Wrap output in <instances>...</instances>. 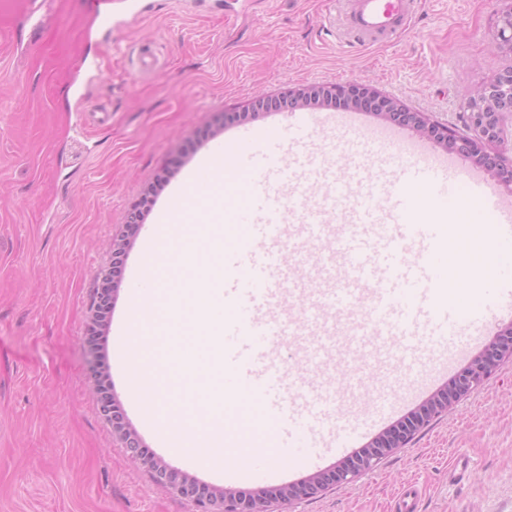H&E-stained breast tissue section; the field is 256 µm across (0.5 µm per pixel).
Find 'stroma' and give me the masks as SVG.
Listing matches in <instances>:
<instances>
[{
    "label": "stroma",
    "mask_w": 512,
    "mask_h": 512,
    "mask_svg": "<svg viewBox=\"0 0 512 512\" xmlns=\"http://www.w3.org/2000/svg\"><path fill=\"white\" fill-rule=\"evenodd\" d=\"M150 12L104 36L81 0H48L37 35L18 32L27 0H0V512H195L113 441L90 392L85 342L90 309L131 209L146 205L126 267L142 262L143 241L188 173L240 123L222 114L256 91L298 84L370 81L433 119L462 128L471 89L505 63L494 49L496 0H421L413 26L382 43L357 44L346 23L349 0H151ZM153 44L159 61L130 72L126 52ZM95 75L79 71L83 56ZM288 128V127H287ZM297 157L341 166L356 159L369 175L396 176L406 158L366 133L318 122L290 127ZM151 202L143 196L149 186ZM458 256L491 265L473 209L459 213ZM131 289L112 304L100 360L112 392L143 442L198 481L232 479L192 456L170 457L142 422L122 377L114 339ZM443 353L387 374L357 365L336 371L335 422L364 435L319 461L328 469L415 408L412 390L449 380L435 371ZM468 461L452 482L456 458ZM421 492L419 512H512V358L454 410L421 429L401 450L349 485L270 512H395L404 486Z\"/></svg>",
    "instance_id": "stroma-1"
}]
</instances>
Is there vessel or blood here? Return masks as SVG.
<instances>
[{"label":"vessel or blood","mask_w":512,"mask_h":512,"mask_svg":"<svg viewBox=\"0 0 512 512\" xmlns=\"http://www.w3.org/2000/svg\"><path fill=\"white\" fill-rule=\"evenodd\" d=\"M82 5L108 33L138 16L134 10H117L113 0H82ZM416 6L417 0H350L348 27L361 41L390 38L410 27ZM369 134L377 142L402 145L412 163L392 179L365 178L352 168L341 173L323 170L316 175L323 189L313 198L307 196L303 181H289L283 155L273 146L274 130L245 129L212 152L216 158L230 155L239 169L254 177L248 203L233 215L246 238L224 249L222 302L216 309L224 323V386L254 395L279 440L296 449L308 465L318 461L321 449L340 443L339 432L324 425L336 406V393L330 385L288 379L281 354L288 349L289 337L320 320L324 306L366 308L361 338L377 361L388 366L412 357L417 351L414 336L428 326L448 344L449 359L465 355L493 308L512 301L510 264L497 267L468 315H461L453 299L442 295L448 284L445 253L457 238L449 225L417 223L411 189L421 183L436 201L476 204L503 249H512V202L477 172L436 153L402 128L374 127ZM334 214L346 226L336 242L342 264H326L306 321L273 317V309L286 297L290 277L282 250L286 223L296 220L308 237L318 239ZM464 319L474 334L463 339L459 330Z\"/></svg>","instance_id":"1"}]
</instances>
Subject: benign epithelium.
Returning <instances> with one entry per match:
<instances>
[{
  "mask_svg": "<svg viewBox=\"0 0 512 512\" xmlns=\"http://www.w3.org/2000/svg\"><path fill=\"white\" fill-rule=\"evenodd\" d=\"M499 2L503 7L495 12L493 45L495 50L509 58V63L494 79L470 93L464 117V123L470 130L468 134L433 120L425 112L412 110L370 82L299 85L289 87L277 95L259 92L238 111L224 113V122H243L261 112L305 107L368 112L385 123L401 125L421 138L476 163L512 193V158H507L500 148L503 142L502 120L504 115L512 112V0ZM138 230L139 225L127 224L122 234L112 238L109 243L112 257L126 255L129 238L135 236ZM107 325L108 316L98 307H93L86 337L89 352H94L95 341L103 336ZM511 357L510 324L500 329L446 385L425 399L414 411L385 429L359 453L338 462L330 469L317 470L296 482L253 490L207 487L174 468L164 458L146 448L110 392L104 376L98 374L94 377L91 393L112 428L113 440L138 461L155 484L175 491L191 502L196 512H266L267 504L272 501L289 504L298 499L316 498L332 486L352 482L370 470L379 459L406 447L413 434L435 417L453 409L495 373L505 359Z\"/></svg>",
  "mask_w": 512,
  "mask_h": 512,
  "instance_id": "7a95c632",
  "label": "benign epithelium"
}]
</instances>
